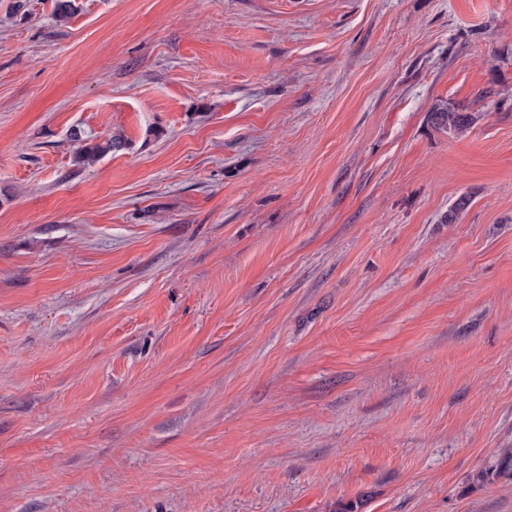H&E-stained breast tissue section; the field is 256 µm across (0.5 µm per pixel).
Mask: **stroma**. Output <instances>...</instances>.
<instances>
[{
  "mask_svg": "<svg viewBox=\"0 0 512 512\" xmlns=\"http://www.w3.org/2000/svg\"><path fill=\"white\" fill-rule=\"evenodd\" d=\"M74 4L0 0V512H512V0ZM429 121L438 128H445L457 134L466 132L473 122L472 114L463 108L448 104H437L430 110ZM120 147H122V142L112 139V137L94 142L86 139L79 149V158L84 162H93Z\"/></svg>",
  "mask_w": 512,
  "mask_h": 512,
  "instance_id": "obj_1",
  "label": "stroma"
}]
</instances>
